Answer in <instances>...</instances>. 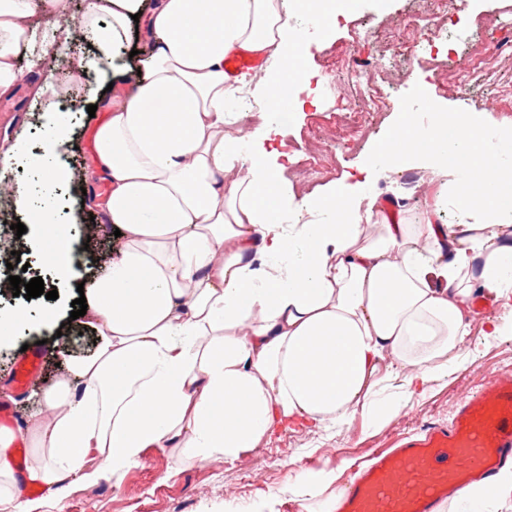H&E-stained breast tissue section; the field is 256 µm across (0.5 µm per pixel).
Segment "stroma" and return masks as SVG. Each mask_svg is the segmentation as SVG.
Masks as SVG:
<instances>
[{"instance_id": "1", "label": "stroma", "mask_w": 512, "mask_h": 512, "mask_svg": "<svg viewBox=\"0 0 512 512\" xmlns=\"http://www.w3.org/2000/svg\"><path fill=\"white\" fill-rule=\"evenodd\" d=\"M426 0H358L355 10L338 17L333 30L316 31L305 10L294 7L290 25L300 30L307 42L299 66L309 75L305 89L310 101L303 111L289 113L274 146L286 154L284 178L287 208H294L303 196L329 192L334 186L361 179V170L397 126L401 113H413L421 126H430L435 111L448 110L472 117L477 122L502 131L512 130V105L500 93L502 83L512 80V50L505 43L512 32L488 22L491 11L512 15V0H465L464 6L448 13V40L439 46L438 56L456 64L464 63V49L470 39H480L486 53L467 88H457L452 80L438 75L425 55H413L417 34L404 29L401 20L407 12L426 10ZM367 28L370 36L357 42L353 32ZM372 63L378 70L393 107L374 119L365 137L356 143L341 141L336 132L334 109L341 98L353 93L352 69L328 76L326 62L335 55ZM51 61H35L31 53L18 59L21 79L11 100H0V141L21 138L27 146L25 157L13 167L0 169V183L19 180L31 185L42 182L29 157L38 148L56 121L43 112L37 95L47 77ZM66 84L75 92L63 111L68 116L75 148L62 162L80 172L94 165L92 141L98 121L103 120L113 99L122 88H110L100 69H89L86 76L67 75ZM96 105L88 114V105ZM321 155L324 167L318 174L305 172L302 164L310 154ZM386 211L416 224L426 215L458 232V217L452 206L442 201L444 188L430 171L413 168L392 171L371 187ZM58 219L64 224L89 228L90 243H75L73 275L69 281L55 280L31 248L29 234H16L11 225L17 211L0 208V231L9 245L20 251L13 267L0 264V314L26 308L27 325L17 329L13 342L0 345V405L13 412L12 427H19L42 407V395L65 367L55 341L56 328L44 324L41 310L53 305L58 320L65 325L72 355L92 353L91 329L71 320V303L77 299V286L104 272L105 262L118 246L111 225L101 218L108 188L101 183L87 189L68 184L57 188ZM28 281L42 277L45 293L33 299L13 296L7 291L9 275ZM57 291L56 300L45 297ZM498 305L484 308L475 316L472 328L462 343L469 355L463 367L432 383L422 396L413 397L399 415L379 428L369 427L362 416H354L342 429L309 430L290 426L253 449L238 461L214 455L204 460L187 459L178 448L145 449L138 462L123 470L102 471L91 482L71 477L60 497L35 489L26 497L35 512H326L325 503L336 488L344 486L347 475L336 472L339 462L357 466L371 453L394 447L400 436L414 433L434 423L449 421L465 396L496 378H512V335L497 339L484 334L485 317L498 314ZM41 346L43 368L37 383L19 388L15 372L26 358L24 346Z\"/></svg>"}]
</instances>
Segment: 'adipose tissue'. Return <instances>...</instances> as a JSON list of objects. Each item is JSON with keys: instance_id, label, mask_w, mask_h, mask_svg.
<instances>
[{"instance_id": "obj_1", "label": "adipose tissue", "mask_w": 512, "mask_h": 512, "mask_svg": "<svg viewBox=\"0 0 512 512\" xmlns=\"http://www.w3.org/2000/svg\"><path fill=\"white\" fill-rule=\"evenodd\" d=\"M288 14V0H87L79 15L72 0H0V99L30 45L47 60L88 35L110 63L134 21L154 45L144 72L114 70L131 90L93 140L90 177L107 184L104 220L122 233L85 289L95 348L69 359L23 430L0 427V512H27L19 482L54 490L147 448L235 461L285 426L339 427L357 412L380 426L463 362L475 292L512 314V244L495 233L512 225V139L470 118L438 112L424 129L402 114L367 167L436 170L462 235L431 218L389 222L376 196L348 186L302 198L308 221H288L283 167L265 146L304 77ZM37 20L51 30L38 43ZM243 53L266 67L225 72ZM252 87L269 110L229 135L227 104ZM70 143L58 121L36 157L47 185L74 179L58 163ZM0 205L27 211L35 247L69 279L75 229L51 194L6 184ZM388 358L404 373L381 397ZM19 438L38 456L22 468Z\"/></svg>"}]
</instances>
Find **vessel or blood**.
<instances>
[{
    "label": "vessel or blood",
    "mask_w": 512,
    "mask_h": 512,
    "mask_svg": "<svg viewBox=\"0 0 512 512\" xmlns=\"http://www.w3.org/2000/svg\"><path fill=\"white\" fill-rule=\"evenodd\" d=\"M40 352L16 372L25 386L38 378ZM512 462V380L491 381L458 405L451 421L401 438L372 454L346 488L338 512H441L473 481H491Z\"/></svg>",
    "instance_id": "b4317fda"
}]
</instances>
